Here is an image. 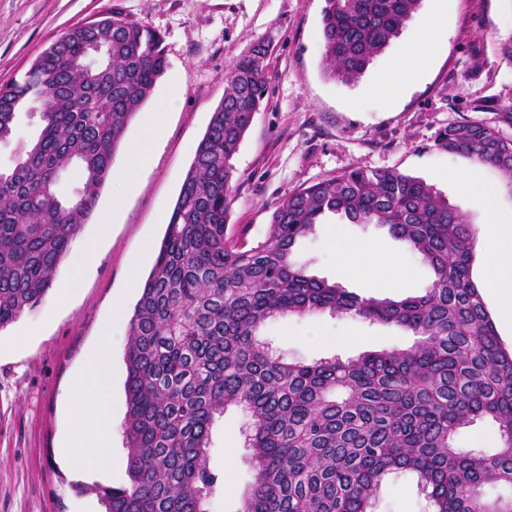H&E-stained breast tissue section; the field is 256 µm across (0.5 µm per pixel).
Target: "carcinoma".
Here are the masks:
<instances>
[{
  "label": "carcinoma",
  "instance_id": "1",
  "mask_svg": "<svg viewBox=\"0 0 512 512\" xmlns=\"http://www.w3.org/2000/svg\"><path fill=\"white\" fill-rule=\"evenodd\" d=\"M420 0H325L323 63L352 83L396 38ZM101 44L110 63L84 62ZM266 48L232 66L181 186L154 265L128 321V483L97 489L102 512H209L215 418L248 415L257 475L241 512H372L384 478L418 475L433 512H512V351L471 280L475 229L420 178L353 168L300 188L273 209L253 245L228 232L231 160L264 98ZM162 36L119 11L75 25L0 89V143L26 115L36 135L0 167V330L52 288L71 240L95 211L127 126L167 71ZM512 108L448 126L437 139L512 184ZM74 168L73 195L57 189ZM376 224L433 270L424 294L362 297L306 274L299 240L328 215ZM328 310L416 336L342 360L289 362L256 338L283 314ZM478 419L498 426L490 452L455 436Z\"/></svg>",
  "mask_w": 512,
  "mask_h": 512
}]
</instances>
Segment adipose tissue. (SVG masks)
<instances>
[{
  "label": "adipose tissue",
  "mask_w": 512,
  "mask_h": 512,
  "mask_svg": "<svg viewBox=\"0 0 512 512\" xmlns=\"http://www.w3.org/2000/svg\"><path fill=\"white\" fill-rule=\"evenodd\" d=\"M443 26L441 11L432 12L423 23L413 42L406 48L402 70L418 68L432 57L439 47L438 34ZM166 112L157 108L147 115L141 137L127 152L126 165L121 173L128 187H135L141 170L149 161L165 125ZM467 190L483 199L487 221L483 228L486 258L483 283L497 297V320L512 325V211H501L496 204V191L490 184L464 176ZM331 245L338 258L340 270L347 275L364 277L378 282L383 288L405 287L409 275L399 261H391L387 273H380L379 248L369 241L333 237ZM127 331V315L122 301L112 306V324L100 336L88 354L83 372L72 382L75 399L74 419L81 432L78 442L68 443L64 452L79 466L104 470L118 466L112 452L111 372L114 349L123 344Z\"/></svg>",
  "instance_id": "ef3b65f1"
}]
</instances>
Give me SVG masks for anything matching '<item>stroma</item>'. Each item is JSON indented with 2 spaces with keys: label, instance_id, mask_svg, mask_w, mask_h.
Returning a JSON list of instances; mask_svg holds the SVG:
<instances>
[{
  "label": "stroma",
  "instance_id": "35a3bbf8",
  "mask_svg": "<svg viewBox=\"0 0 512 512\" xmlns=\"http://www.w3.org/2000/svg\"><path fill=\"white\" fill-rule=\"evenodd\" d=\"M324 0H0V87L19 79L34 59L78 23L119 11L159 32L169 67L136 112L112 164L97 207L77 234L99 247L80 283L62 260L52 289L13 324L0 330V512H74L95 486L119 487L126 467L109 474L78 468L61 449L75 425L72 379L112 320L114 299L133 309L138 291L130 279L152 268L186 173L215 108L231 65L257 44L269 48L267 92L233 157L229 227L247 244L263 240L273 208L288 194L353 167H390L423 179L449 204L481 225V199L461 181L472 173L495 187L501 210H512V185L473 158L440 149L448 125L491 119L512 105V61L498 51L512 38V0H421L417 12L355 82L328 77L321 39ZM445 11L443 45L423 74L396 95H373L377 76L413 38L436 8ZM175 98L164 133L139 185L125 192L119 174L126 147L141 134L144 116ZM121 197L113 213V197ZM373 241L384 256H398L410 272L406 287L378 288L343 277L331 246L333 232ZM149 251H142L143 243ZM309 275L358 295L404 298L421 294L431 269L386 228L328 216L295 251ZM324 340H311V328ZM276 354L291 362L353 358L371 350L406 347L409 333L328 311L280 315L260 330ZM123 349L112 356L113 452L127 458ZM244 412L228 407L213 428L209 465L220 485L210 512H240L255 468L244 443ZM416 473L395 472L382 483L373 512H430Z\"/></svg>",
  "mask_w": 512,
  "mask_h": 512
}]
</instances>
